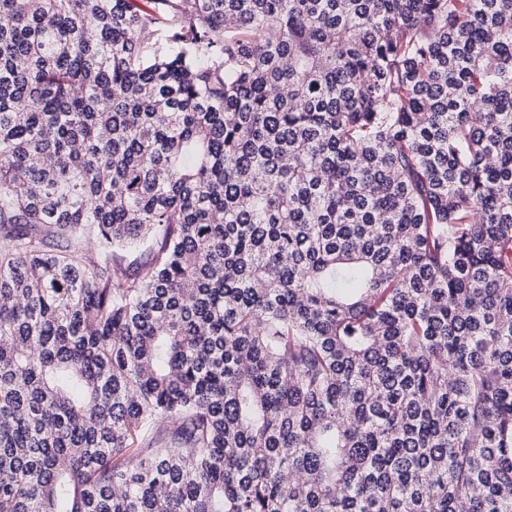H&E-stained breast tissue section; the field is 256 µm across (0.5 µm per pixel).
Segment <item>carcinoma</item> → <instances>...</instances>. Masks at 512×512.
<instances>
[{"instance_id": "obj_1", "label": "carcinoma", "mask_w": 512, "mask_h": 512, "mask_svg": "<svg viewBox=\"0 0 512 512\" xmlns=\"http://www.w3.org/2000/svg\"><path fill=\"white\" fill-rule=\"evenodd\" d=\"M152 3L0 0V512H512V0Z\"/></svg>"}]
</instances>
